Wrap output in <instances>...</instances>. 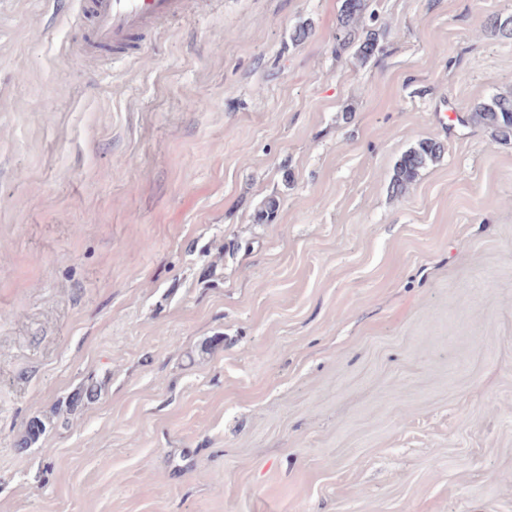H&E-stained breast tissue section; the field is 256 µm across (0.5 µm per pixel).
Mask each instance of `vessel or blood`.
<instances>
[{
  "mask_svg": "<svg viewBox=\"0 0 512 512\" xmlns=\"http://www.w3.org/2000/svg\"><path fill=\"white\" fill-rule=\"evenodd\" d=\"M71 26L81 31L79 50L97 56L117 52L142 32L193 14L198 0H76Z\"/></svg>",
  "mask_w": 512,
  "mask_h": 512,
  "instance_id": "vessel-or-blood-1",
  "label": "vessel or blood"
}]
</instances>
